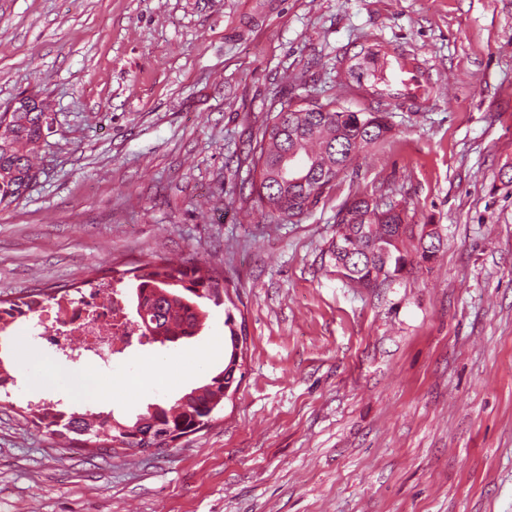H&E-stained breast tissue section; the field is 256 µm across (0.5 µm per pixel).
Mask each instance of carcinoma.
<instances>
[{"mask_svg":"<svg viewBox=\"0 0 512 512\" xmlns=\"http://www.w3.org/2000/svg\"><path fill=\"white\" fill-rule=\"evenodd\" d=\"M380 50L371 44L346 62V72L357 88L368 87L374 96L390 94L391 80L367 63L378 59ZM48 116L43 112L1 114L0 125L11 126L12 136L0 137V207L20 199L19 190L31 174L40 171V130ZM391 131L382 112L352 111L333 102L313 108L292 109L285 100L273 107L256 137L253 155L255 178L251 194L262 213L270 218L292 219L316 207L345 173L357 149L382 142ZM296 151L306 158L296 183L270 177L283 153ZM413 225L404 223L400 212L383 197L355 196L345 202L336 218V230L328 246L336 275L355 288H380L417 267L433 263L443 241L435 230L422 225L417 244ZM135 299H143L136 311L141 336L149 344L168 347L197 335L207 319L206 301L224 304V276L199 265H174L161 258L137 268ZM237 378L219 372L210 381L192 389L171 404L152 405L133 422H123L111 413H66L44 407L32 414L34 426L66 439L72 446L112 449L170 447L175 431H198L208 419L210 404L224 401V384Z\"/></svg>","mask_w":512,"mask_h":512,"instance_id":"obj_1","label":"carcinoma"}]
</instances>
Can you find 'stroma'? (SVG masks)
I'll return each instance as SVG.
<instances>
[{
	"instance_id": "obj_1",
	"label": "stroma",
	"mask_w": 512,
	"mask_h": 512,
	"mask_svg": "<svg viewBox=\"0 0 512 512\" xmlns=\"http://www.w3.org/2000/svg\"><path fill=\"white\" fill-rule=\"evenodd\" d=\"M369 42L414 59L428 95H348L336 71ZM24 95L52 101L55 131L0 210V303L116 270L130 285L160 255L223 271L227 293L174 348L206 364L135 386L152 347L97 372L25 326L0 339V512H512V0H0V113ZM299 98L392 131L308 214L273 220L250 193L255 137ZM357 193L436 225L437 261L386 288L337 277ZM229 313L244 377L162 453L27 422L49 401L127 419L173 402L223 370Z\"/></svg>"
}]
</instances>
